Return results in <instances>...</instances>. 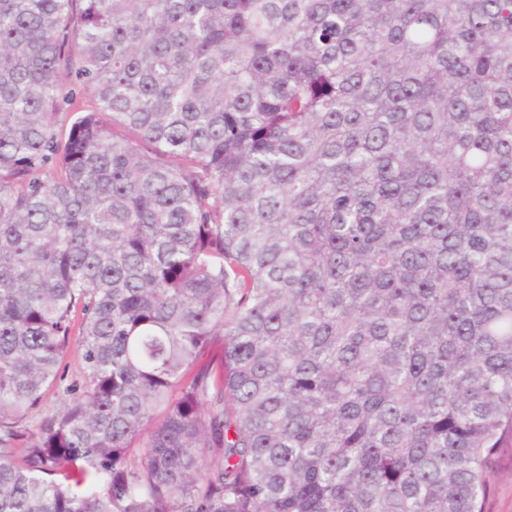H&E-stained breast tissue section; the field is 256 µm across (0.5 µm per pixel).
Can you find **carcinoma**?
I'll return each mask as SVG.
<instances>
[{
  "label": "carcinoma",
  "instance_id": "carcinoma-1",
  "mask_svg": "<svg viewBox=\"0 0 512 512\" xmlns=\"http://www.w3.org/2000/svg\"><path fill=\"white\" fill-rule=\"evenodd\" d=\"M510 442L512 0H0V512H485ZM81 355L82 352L80 347H78L77 343L75 342L71 346L64 360V381L62 382L63 386L68 385L74 380L80 379L83 371V361Z\"/></svg>",
  "mask_w": 512,
  "mask_h": 512
}]
</instances>
